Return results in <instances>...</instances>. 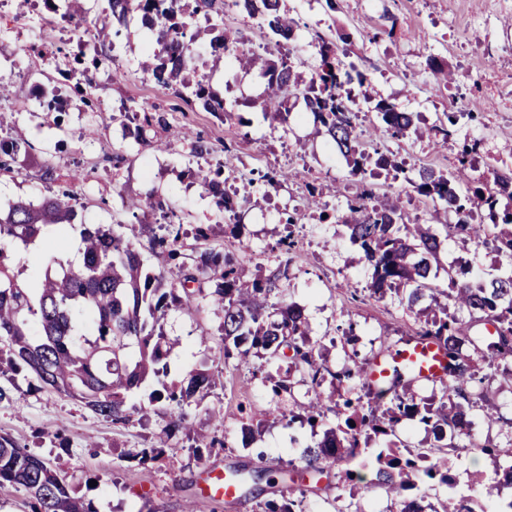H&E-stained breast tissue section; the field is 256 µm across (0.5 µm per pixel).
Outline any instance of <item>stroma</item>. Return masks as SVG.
I'll list each match as a JSON object with an SVG mask.
<instances>
[{"label":"stroma","instance_id":"1","mask_svg":"<svg viewBox=\"0 0 512 512\" xmlns=\"http://www.w3.org/2000/svg\"><path fill=\"white\" fill-rule=\"evenodd\" d=\"M284 4L298 22L291 46L301 77H308L318 59L314 34L333 41L345 32L350 36L348 58L366 75L373 98L418 115L421 136L372 138L368 130L377 118L367 103H359L356 130L368 149L445 174L453 171L459 147L469 138L480 141L481 149L462 184L482 175L492 159L512 168V0H335L331 9L325 0ZM7 9L10 19L0 29V64L35 66L39 74L33 84L11 82L8 98H0V141L22 143L13 172L0 173L1 208L19 200L36 203L48 195L49 184L39 178L43 161L54 165L62 184L79 166L85 178L75 191L83 223L134 227L135 244L147 247L152 228L136 223L125 203L151 194L169 206L185 245H194L196 227L206 224L212 229L208 247L228 255L250 252L253 264L247 277H254L257 268L288 260L285 299L304 308L311 337L321 345L330 371L350 365L352 358L368 360L379 348L400 349L412 340L418 319L398 299L370 298V272L346 228L315 221L306 207L308 184L319 187L321 203L333 213L359 193L361 181L317 132L302 100L289 99L287 126H269L258 107L266 87L259 68L239 58L213 65L215 14L196 17V68L185 80H206L226 103L250 106L244 125L226 121L223 113L203 111L200 104L150 81L142 66L152 56L134 25L120 28L111 43L96 47L104 62L90 78L99 108L42 111L33 86L55 87L56 70L39 65L36 57L18 56L17 42L41 47L65 24L17 0H10ZM432 60L448 70L449 80L435 76L428 66ZM126 99L163 108L167 129L150 133L149 144L135 142L134 120L117 110ZM451 112L457 116L455 130L446 144L436 145L433 129L445 124ZM199 139L209 146L210 166L223 167L228 185L239 188L244 198L239 233H232L223 211L192 178L197 164L189 148ZM116 153L123 157L117 168L112 165ZM270 169L282 173L280 184L255 190L254 181ZM289 215L294 224H286ZM288 236L296 245L286 252L280 241ZM78 245V230H49L42 240L13 252V267L22 276H33L49 255L76 258ZM441 260L469 274L485 275L496 266L494 254L454 238L444 240ZM222 322V312L202 296L196 298L194 311L172 310L162 321L166 336L175 342L166 383L180 384L193 370L206 371L212 379L211 387L188 408V428L164 433L160 404L133 414L128 423L115 424L75 400L39 388L29 372L8 370L0 374V387L10 391L9 399L0 401V435L44 459L92 512H263L266 500L288 498V480L248 484L244 496L230 506L203 503L198 484L206 468L301 469L303 449L315 446L337 420L330 414L313 427L299 419H272L262 423L254 440L242 442L240 426L250 409L288 412L293 402L306 400L310 384L285 358L258 353L244 364L225 357ZM269 374L289 378L291 392L272 396L264 381ZM491 383L500 422L490 428L482 416H475L463 437L464 448L452 465L464 486L476 476L496 478L474 442L490 437L503 445L512 439V383L498 375ZM150 448L154 458L143 459V450ZM353 467L346 460L311 480L303 512H385L386 496H349L343 474ZM94 476L99 479L95 485L90 482Z\"/></svg>","mask_w":512,"mask_h":512}]
</instances>
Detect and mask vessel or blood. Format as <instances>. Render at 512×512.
Returning a JSON list of instances; mask_svg holds the SVG:
<instances>
[{"label": "vessel or blood", "instance_id": "1", "mask_svg": "<svg viewBox=\"0 0 512 512\" xmlns=\"http://www.w3.org/2000/svg\"><path fill=\"white\" fill-rule=\"evenodd\" d=\"M410 362L414 365L417 380L434 382L447 376V355L445 350L428 340H420L393 351L391 356H378L365 369L368 382L389 376L388 361ZM241 482L237 472L232 470L208 469L206 479L200 488L202 497L208 500L236 502L240 494Z\"/></svg>", "mask_w": 512, "mask_h": 512}]
</instances>
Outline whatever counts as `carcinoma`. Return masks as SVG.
<instances>
[{
	"label": "carcinoma",
	"instance_id": "cac0c4a2",
	"mask_svg": "<svg viewBox=\"0 0 512 512\" xmlns=\"http://www.w3.org/2000/svg\"><path fill=\"white\" fill-rule=\"evenodd\" d=\"M108 10L93 20L98 37H109L113 23L123 22L132 13L144 18V27L159 29V50L153 63L143 66L154 82L183 96L188 87L183 73L194 57L187 31L197 10H187L184 0H107ZM232 6L257 20L269 38L268 57L261 61L267 95L259 103L261 115L270 124L288 122L284 98L294 92L303 96L317 123L325 128L346 157L351 174L366 179L373 168L404 171L390 156L372 157L362 148L356 134L354 99L345 86L354 82L364 86L366 75L354 64H343L335 43L321 41L320 61L308 81L299 80L291 61L292 48L284 42L293 34L297 21L281 6V0H232ZM211 46L216 59L244 54V41L222 28H212ZM192 95L208 112H222L224 119L242 114L224 108L204 81L195 83ZM378 129L392 138H404L417 132V116L399 112L384 100L374 103ZM138 124L137 141L146 144L147 131L168 127L157 105L130 109ZM478 144L463 143L456 171L446 176L428 170L418 172L409 181L420 196L432 203L433 217L456 218L443 222L447 235H458L463 242L495 252L505 260L498 273L478 284L461 281L448 268V285L431 283L432 266L439 263V240L431 224L410 218L398 202L387 197L346 201L343 211L327 216L344 224L351 242L363 253L371 270L370 297L382 301L389 294L412 310L423 302L433 315L420 323L416 336L432 338L446 349L448 375L439 381L440 401L422 399L412 391L413 375L396 369L387 380L389 386L367 393V400L343 397L332 401L319 391L328 368L318 362V343L309 333L304 309L276 303L282 280L288 278V263L259 274L252 282L241 281V271L252 262L246 251L236 256L203 249L193 264L183 261L184 244L179 229L169 224L166 233L151 238L148 250L163 264L150 269L135 244L117 230L101 225H81L79 261L50 255L40 274L24 281L6 263L7 246H25L44 236L51 227H75L78 218L77 197L73 186L84 179L81 167H75L67 185L51 191L39 204L19 201L0 211V372L26 369L41 389L63 393L92 413L126 423L144 407L128 405V395L150 375L162 389L153 391L149 402L166 403L168 424L187 428L186 406L209 385L204 373H192L179 386L164 384L166 358L172 348L161 320L171 308L187 309L197 294L210 287L214 304L224 312V341H232L234 351L247 362L254 350L271 358L288 357L309 377L312 390L306 402H294L292 417L314 427L325 412L340 405L352 408L360 418L356 430L349 418L324 433V439L303 453L304 466L290 472V480L303 496L307 492L306 475L321 473L337 461L355 459L369 451L371 436L391 437L401 422L416 419L433 438L432 469L410 475L384 461L389 448L375 449V469L368 477L345 471L344 481L350 496L368 495L380 489L390 498L396 512H426L424 497L410 496L411 485L424 484L435 472H448V455L456 447L458 424L474 411L482 412L493 425L499 422L490 384L476 378L478 363L496 367L512 379V172L494 173L491 183L477 182L462 191L457 178L467 170L468 156ZM219 169L202 182L205 193L218 205L224 204V180ZM132 217L144 221L148 214L164 211L160 200L147 198L127 205ZM491 213L490 224L474 222L482 212ZM487 456L495 472L503 478L491 484L473 481L482 491V499L499 496L503 479L512 486V448L485 441L476 444ZM21 486L30 496L32 512H92L89 505L74 495L70 486L43 460L10 438L0 435V486ZM443 512H469L464 493L450 488Z\"/></svg>",
	"mask_w": 512,
	"mask_h": 512
}]
</instances>
